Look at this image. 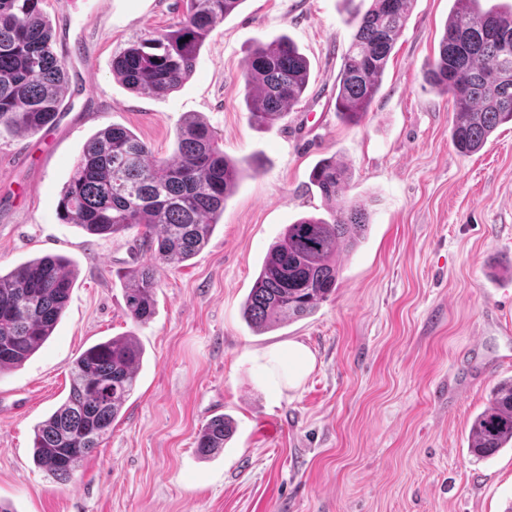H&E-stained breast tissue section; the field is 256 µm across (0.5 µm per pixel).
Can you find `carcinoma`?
I'll list each match as a JSON object with an SVG mask.
<instances>
[{
  "instance_id": "carcinoma-1",
  "label": "carcinoma",
  "mask_w": 512,
  "mask_h": 512,
  "mask_svg": "<svg viewBox=\"0 0 512 512\" xmlns=\"http://www.w3.org/2000/svg\"><path fill=\"white\" fill-rule=\"evenodd\" d=\"M42 0H0V128L38 132L62 109L66 67L52 50ZM244 0H188L170 29L131 42L112 58L113 73L141 96L167 93L194 72L208 36ZM414 0H371L349 23L352 41L336 77L335 107L341 120L358 124L378 94L396 39ZM480 0H454L426 83L454 100L451 140L458 153L479 151L496 128L512 121V49L489 29L512 34V11L480 10ZM244 80L252 93V117L271 124L299 101L309 62L282 36L251 52ZM243 169L224 154L217 132L197 116L177 132L170 158L157 157L130 130L108 126L85 143L82 157L61 191L60 220L90 235L111 237L136 228L149 262L125 274L126 315L138 326L156 314L157 272L186 262L209 242L225 201ZM329 206V218L303 216L273 244L242 307L257 332L312 315L335 293L336 254L364 237L365 205L342 203L349 177L332 158L310 172ZM75 269L67 257L46 254L0 273V372L16 369L52 336L63 316ZM144 351L133 334L87 348L71 363L65 401L33 429V462L57 482L72 481L80 463L99 446L134 392ZM234 432L232 420L211 418L196 437V452L212 456ZM512 448V378L499 381L474 418L468 453L484 459Z\"/></svg>"
}]
</instances>
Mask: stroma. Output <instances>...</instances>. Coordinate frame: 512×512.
Instances as JSON below:
<instances>
[{"label": "stroma", "mask_w": 512, "mask_h": 512, "mask_svg": "<svg viewBox=\"0 0 512 512\" xmlns=\"http://www.w3.org/2000/svg\"><path fill=\"white\" fill-rule=\"evenodd\" d=\"M453 0H414L382 87L356 125L336 114L351 41L344 0H243L206 39L193 74L145 97L112 74L113 56L168 29L183 0H43L66 64L67 108L33 135L0 134V270L68 257L77 283L45 345L0 373V502L14 512H506L512 449L477 459L473 418L512 377V124L462 156L453 101L424 81ZM291 38L310 64L302 97L256 124L243 79L252 48ZM192 114L225 154L248 162L206 247L158 273L156 315L125 314L124 275L149 260L135 232L97 237L63 223L57 202L87 139L117 125L172 156ZM335 158L346 202L365 204L359 246L337 257L338 288L312 315L266 332L242 305L269 248L303 216L327 217L309 184ZM132 333L145 350L134 392L74 479L32 459L34 426L69 394L70 363ZM299 341L316 366L272 400L248 354ZM235 432L196 453L208 420Z\"/></svg>", "instance_id": "1"}]
</instances>
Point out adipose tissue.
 Returning <instances> with one entry per match:
<instances>
[{
  "label": "adipose tissue",
  "instance_id": "obj_1",
  "mask_svg": "<svg viewBox=\"0 0 512 512\" xmlns=\"http://www.w3.org/2000/svg\"><path fill=\"white\" fill-rule=\"evenodd\" d=\"M250 361L260 371L270 394L277 399L296 390L316 364L311 350L299 342L252 352Z\"/></svg>",
  "mask_w": 512,
  "mask_h": 512
}]
</instances>
